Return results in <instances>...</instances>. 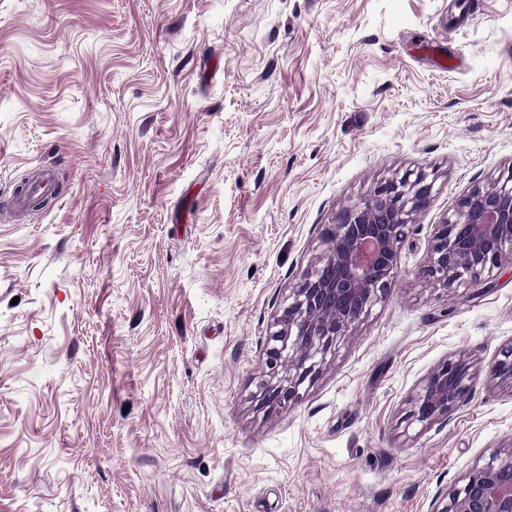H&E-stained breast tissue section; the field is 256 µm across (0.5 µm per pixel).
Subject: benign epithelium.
Instances as JSON below:
<instances>
[{
    "label": "benign epithelium",
    "mask_w": 512,
    "mask_h": 512,
    "mask_svg": "<svg viewBox=\"0 0 512 512\" xmlns=\"http://www.w3.org/2000/svg\"><path fill=\"white\" fill-rule=\"evenodd\" d=\"M432 186L415 179L378 183L368 198L336 212L324 234L326 251L306 273L277 319L279 330L266 350L269 381L262 404L285 408L299 387L319 373L336 340L352 334L397 265V245L430 201ZM512 255V167L495 182L463 196L452 218L436 225L423 274L445 288L478 279ZM489 378L512 388V345L500 352ZM472 361L450 357L423 379L410 399L407 418L430 424L466 403L472 391ZM432 512H512V445L496 450L437 496Z\"/></svg>",
    "instance_id": "7a95c632"
}]
</instances>
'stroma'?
<instances>
[{
  "mask_svg": "<svg viewBox=\"0 0 512 512\" xmlns=\"http://www.w3.org/2000/svg\"><path fill=\"white\" fill-rule=\"evenodd\" d=\"M60 173L15 220L17 186ZM512 167V0H0V512H431L512 445V260L436 224ZM424 174L395 274L288 407L266 349L336 212ZM448 418L406 421L448 357ZM497 359L489 368L488 375L492 381L512 389V344L500 352ZM472 367L470 357L464 354L441 362L428 373L410 399L407 418L425 424L448 418L471 396Z\"/></svg>",
  "mask_w": 512,
  "mask_h": 512,
  "instance_id": "obj_1",
  "label": "stroma"
}]
</instances>
